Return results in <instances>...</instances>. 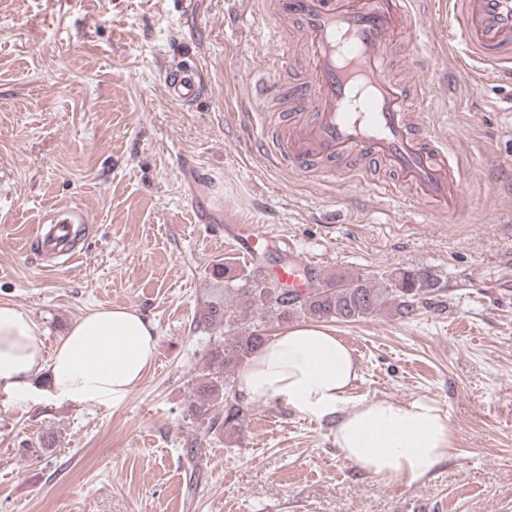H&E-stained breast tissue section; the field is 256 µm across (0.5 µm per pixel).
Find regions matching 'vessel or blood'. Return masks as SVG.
Returning <instances> with one entry per match:
<instances>
[{
	"mask_svg": "<svg viewBox=\"0 0 512 512\" xmlns=\"http://www.w3.org/2000/svg\"><path fill=\"white\" fill-rule=\"evenodd\" d=\"M279 17L292 22L312 62L310 79L288 91L285 110L296 113L283 134L263 127L261 138L280 168L297 173L310 169L331 172L336 161L357 154L368 163L388 164L397 180L384 192L399 187L459 210L463 196L457 173L469 165L467 155L449 151L444 135L415 137L412 120L427 124V112L411 116L405 85L388 69V48L396 33L411 31L416 21L410 0H275ZM450 29L463 40L455 64L488 77L512 79V0H447ZM168 98L191 106L203 93L196 67L164 76ZM33 238L43 252L73 259L79 254V225L89 223L88 211L77 204L45 210ZM231 244L256 259L259 244L280 249L264 225L234 224ZM317 272L312 261L297 252L274 269L288 287L307 288Z\"/></svg>",
	"mask_w": 512,
	"mask_h": 512,
	"instance_id": "vessel-or-blood-1",
	"label": "vessel or blood"
}]
</instances>
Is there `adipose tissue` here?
I'll return each instance as SVG.
<instances>
[{
	"instance_id": "adipose-tissue-1",
	"label": "adipose tissue",
	"mask_w": 512,
	"mask_h": 512,
	"mask_svg": "<svg viewBox=\"0 0 512 512\" xmlns=\"http://www.w3.org/2000/svg\"><path fill=\"white\" fill-rule=\"evenodd\" d=\"M156 328L135 308L113 306L81 316L54 351L29 311L0 302V387L18 397L46 380L51 398L78 406L121 405L150 369ZM361 376L353 350L335 332L302 324L273 336L240 369L243 401H278L333 423L337 448L361 471L405 484L453 456L447 414L428 398L351 400Z\"/></svg>"
}]
</instances>
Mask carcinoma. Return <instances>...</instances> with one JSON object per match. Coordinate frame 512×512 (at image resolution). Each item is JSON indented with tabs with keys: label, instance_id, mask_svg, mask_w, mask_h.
<instances>
[{
	"label": "carcinoma",
	"instance_id": "1",
	"mask_svg": "<svg viewBox=\"0 0 512 512\" xmlns=\"http://www.w3.org/2000/svg\"><path fill=\"white\" fill-rule=\"evenodd\" d=\"M440 292L437 276L429 269L402 268L387 278H336L313 282L305 293L290 291L258 266L238 276L224 266V303L204 314L210 325L238 330L231 345L215 351L197 382V398L190 403L192 418L207 423V431L233 434L249 415V407L235 395L234 371L266 341L262 324L267 316L281 323L306 317L322 322H353L391 310L402 318Z\"/></svg>",
	"mask_w": 512,
	"mask_h": 512
}]
</instances>
